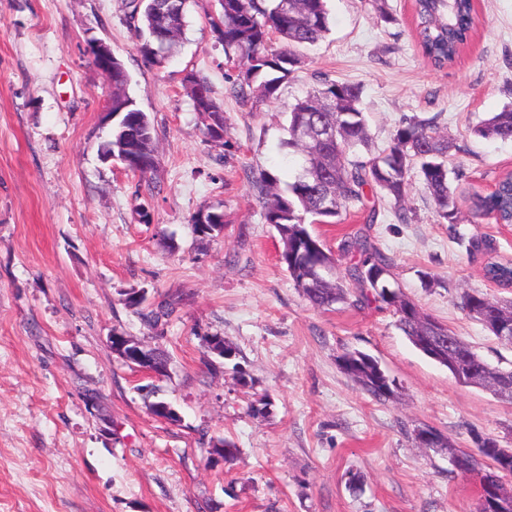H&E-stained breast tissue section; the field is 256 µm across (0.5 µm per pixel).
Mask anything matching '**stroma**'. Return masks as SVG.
<instances>
[{
	"mask_svg": "<svg viewBox=\"0 0 512 512\" xmlns=\"http://www.w3.org/2000/svg\"><path fill=\"white\" fill-rule=\"evenodd\" d=\"M331 31L276 99L230 91L224 49L208 23L214 0H190L187 27L164 66L144 63L125 0H0V512H477L478 489L451 475L444 448H423L429 427L457 445L474 434L512 448V404L458 383L396 328L376 299L312 308L279 263L244 172L292 180L298 161L280 144L296 100L324 75L358 84L371 151L403 118H436L451 136L448 168L462 222L438 223L419 171L410 175V223L377 201L370 235L394 261L393 279L489 363L512 367L501 345L460 306L465 290L509 302L512 287L485 265L512 260V224L472 219L469 194L512 171V141L474 126L512 102V0H475V26L455 62L432 66L415 39L413 0H327ZM108 43L131 77L129 93L156 129L152 181L102 161L101 114L112 97L88 54ZM205 78L224 106V139L206 140L182 84ZM147 204L142 222L138 204ZM207 209L224 230L193 234ZM491 248L467 252L460 237ZM179 307L164 330L124 302ZM119 331L165 350L166 377L119 360ZM223 337L221 358L205 339ZM378 360L392 397L365 394L338 365L345 350ZM268 399L264 413L252 411ZM171 404V422L149 409ZM239 450L217 460L213 441ZM364 480L348 488L349 473Z\"/></svg>",
	"mask_w": 512,
	"mask_h": 512,
	"instance_id": "35a3bbf8",
	"label": "stroma"
}]
</instances>
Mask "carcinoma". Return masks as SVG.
I'll return each mask as SVG.
<instances>
[{"label":"carcinoma","instance_id":"obj_1","mask_svg":"<svg viewBox=\"0 0 512 512\" xmlns=\"http://www.w3.org/2000/svg\"><path fill=\"white\" fill-rule=\"evenodd\" d=\"M218 14L209 17L218 43L224 48L226 61L239 67L231 82L232 93L245 101L264 102L277 97L283 82L299 68L300 49L314 46L330 32L327 0H217ZM187 0H126V22L138 41L144 62L160 66L172 55L187 26ZM416 38L424 56L439 68L452 64L466 44L474 26L473 0H415ZM279 38L287 44L273 50L270 43ZM130 76L123 61L112 57V131L104 145L112 146V160L147 180L155 172L157 149L155 128L148 115L136 108L129 95ZM184 90L193 110L205 115L204 135L213 141L224 137V108L212 95L207 81L193 73L184 78ZM358 85L321 79L288 113V138L282 142L288 154L302 159L293 181L279 187V179L262 170L245 171L252 192L262 204L264 219L273 225L283 242L279 261L303 298L314 308H326L347 300L344 279L361 290H371L375 297L393 308L396 327L417 349L431 331L423 315L412 312L418 307L391 283V259L366 232L359 230L345 239L341 249L353 257L346 268V278L336 275L333 256L325 255L319 263L312 260L313 249L327 250L324 242L312 234L309 224H342L351 206L359 204L366 211L365 223L378 217L375 206L366 203L367 192L380 190L395 204V216L409 223L406 199L409 178L419 169L424 189L441 224L456 229L460 223L457 197L448 177L449 137L442 134L436 118L406 119L398 127L389 147L381 153L364 157L371 134L368 120L360 107ZM336 129L329 138L326 130ZM484 139L512 140V105L473 128ZM472 217L493 215L512 224V173L499 178L496 190L470 197ZM487 279L501 286L512 284V262L494 261L484 268ZM142 301L130 306L138 309L150 329L164 325L176 309L170 300L156 308L139 310ZM461 307L478 322L484 319L509 324L512 330V303L506 304L479 290L465 291ZM448 344L444 354L455 362L450 373L465 383L471 376L491 375L500 367L488 363L449 327H444ZM346 362L345 371L372 397L383 400L393 392L382 391V382L393 384L380 375V365L372 356L347 350L339 356ZM495 442L490 436L475 439L476 450L457 449L453 470L466 476L473 471L483 475L492 486H505L512 478V464H503L489 450Z\"/></svg>","mask_w":512,"mask_h":512}]
</instances>
